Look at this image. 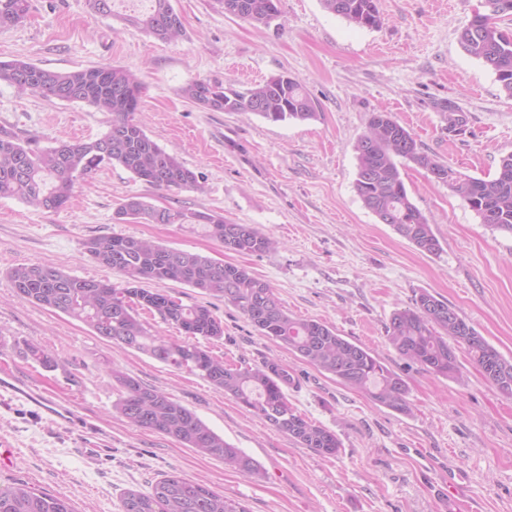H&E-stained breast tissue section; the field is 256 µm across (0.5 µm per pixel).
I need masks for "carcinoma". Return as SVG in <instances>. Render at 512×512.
Returning a JSON list of instances; mask_svg holds the SVG:
<instances>
[{"mask_svg":"<svg viewBox=\"0 0 512 512\" xmlns=\"http://www.w3.org/2000/svg\"><path fill=\"white\" fill-rule=\"evenodd\" d=\"M150 8L123 21L158 40L171 41L183 33L180 15L171 0H149ZM224 13L255 26H268L279 17L281 0H216ZM330 13L364 28L382 25L378 0H320ZM31 0H0V28L25 22ZM496 24L468 22L460 45L496 75L512 98V41ZM0 82L22 94L80 102L109 116L108 128L94 140L61 142L38 148L0 132V198H15L46 210L69 203L75 182L105 165L118 164L146 184L166 191L202 186L194 171L167 152L136 119L142 94L137 74L124 67L92 66L59 72L31 62L0 61ZM183 98L211 112H245L269 122L309 120L315 104L303 86L288 74H278L239 89L215 78L195 79L181 89ZM357 156L355 190L375 215L389 214L390 226L417 249L429 254L440 243L427 217L411 201L398 159L435 172L448 184L481 223L512 233V154L503 158L495 177L462 176L421 151L413 134L389 112H374L368 130L354 146ZM117 223L187 224L214 240L227 252L261 254L276 241L251 224H234L223 215L156 207L139 196L118 203ZM85 252L99 266L117 270L134 283L171 281L223 299L237 307L259 335L288 348L299 360L328 373L347 387L365 394L373 404L401 414L410 413L406 382L387 368L368 348L351 342L336 328L288 313L273 287L246 266L209 256L156 245L146 239L112 235L92 237ZM22 300L60 312L88 325L108 342L146 354L177 369L197 374L253 410L255 415L288 434L304 448L324 457L342 449L336 433L296 413L283 387L288 371L273 361L237 368L210 354L199 339L224 335L221 322L205 305H186L180 299L146 288H118L108 280L74 276L52 265H18L9 272ZM154 311L175 325L181 339L157 336L139 318L137 308ZM387 338L402 356L427 372L449 376L457 372L456 350L463 347L484 379L512 397V358H505L447 302L420 292L411 308L393 313ZM23 356L45 369L57 366L50 348L25 342ZM118 399L113 408L132 426L163 435L186 448L244 474L258 471V463L209 428L195 412L169 394L118 370H111ZM119 512H248L203 483L177 473L157 481L147 493L127 490ZM0 512H74L67 499L36 493L20 484L0 489Z\"/></svg>","mask_w":512,"mask_h":512,"instance_id":"carcinoma-1","label":"carcinoma"}]
</instances>
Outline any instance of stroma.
Listing matches in <instances>:
<instances>
[{
	"instance_id": "1",
	"label": "stroma",
	"mask_w": 512,
	"mask_h": 512,
	"mask_svg": "<svg viewBox=\"0 0 512 512\" xmlns=\"http://www.w3.org/2000/svg\"><path fill=\"white\" fill-rule=\"evenodd\" d=\"M31 3L24 23L0 29V60L54 71H135L143 83L139 119L202 188L159 190L114 165L78 181L58 211L0 199V361L77 419L73 426L51 423L0 398V444L20 451L13 468L0 471V488L23 483L68 498L75 512H118L122 492L150 491L162 474L176 471L248 512H512V398L484 379L465 349L456 352L457 375L446 377L422 370L387 340L392 313L412 307L425 290L512 358V234L486 227L447 184L405 160L408 195L441 246L439 254L424 253L380 223L354 188V145L375 112L391 113L422 151L464 175L493 178L512 154V98L459 44L480 0H378L377 29L328 13L319 0H282L280 16L267 27L224 14L215 0H172L185 33L171 42L94 14L87 0ZM282 72L301 82L316 106L314 119L272 123L210 112L179 92L194 79L218 77L239 87ZM447 101L466 118L462 134L448 130ZM107 119L92 106L21 95L0 83V129L39 147L96 139ZM130 196L219 213L254 225L277 246L241 255L179 224L116 223L115 208ZM104 235L247 266L290 313L333 325L399 374L410 414L375 406L297 360L260 336L231 303L162 283L221 321L223 337L206 344L213 355L241 368L273 360L288 370L290 407L342 442L339 456L323 457L198 375L109 344L81 321L17 297L9 271L22 264L125 286L123 273L101 268L84 250L86 239ZM27 341L46 344L57 367L26 360ZM113 369L193 410L256 460L258 474L130 426L112 407Z\"/></svg>"
}]
</instances>
